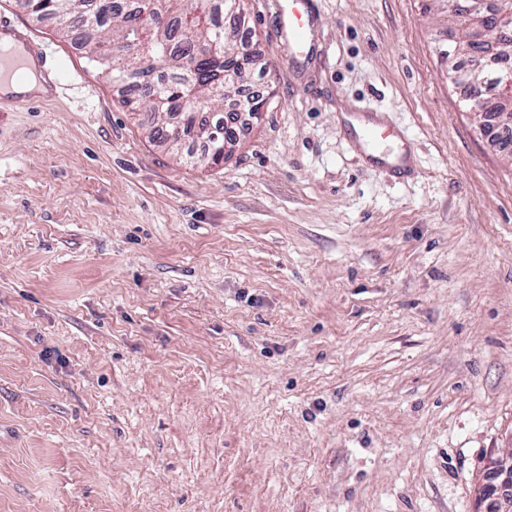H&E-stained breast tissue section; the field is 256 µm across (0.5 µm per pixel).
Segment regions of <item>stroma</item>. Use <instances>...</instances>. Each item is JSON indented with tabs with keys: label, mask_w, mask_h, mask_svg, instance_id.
Returning <instances> with one entry per match:
<instances>
[{
	"label": "stroma",
	"mask_w": 512,
	"mask_h": 512,
	"mask_svg": "<svg viewBox=\"0 0 512 512\" xmlns=\"http://www.w3.org/2000/svg\"><path fill=\"white\" fill-rule=\"evenodd\" d=\"M427 2L314 0L301 54L245 0L267 104L201 167L0 0L82 75L0 100V512H476L512 451V156ZM394 137V130L381 121H376L371 126L363 129V140L374 151L380 150L385 143L391 141Z\"/></svg>",
	"instance_id": "obj_1"
}]
</instances>
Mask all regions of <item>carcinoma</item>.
Returning <instances> with one entry per match:
<instances>
[{"label":"carcinoma","instance_id":"cac0c4a2","mask_svg":"<svg viewBox=\"0 0 512 512\" xmlns=\"http://www.w3.org/2000/svg\"><path fill=\"white\" fill-rule=\"evenodd\" d=\"M152 16L143 19L137 8L122 13L112 11L108 3L91 14L86 0H24L35 19L52 18L67 37L82 27L86 34L81 43L85 57L98 68L108 71L112 80L124 84V104L137 112H150L162 122L168 113L177 117L174 131L162 126L150 135L157 146L177 151L186 137L201 141L205 153L194 159L203 166H217L228 158L239 136L236 127L224 123V113L215 103L224 101L223 79L242 76L253 68H262L260 59L248 50L245 38L233 41L241 27L242 9L235 10L232 26L224 25L227 0H153ZM121 41H137L143 52L151 55L157 69L150 71L163 105L152 98L140 79L144 73L141 57L123 55L113 49L112 34ZM481 47L466 43L463 52L450 58L449 68L461 72L469 68ZM504 77L498 68L484 74L480 88L470 92L478 98L481 112H512V103L504 100Z\"/></svg>","mask_w":512,"mask_h":512}]
</instances>
